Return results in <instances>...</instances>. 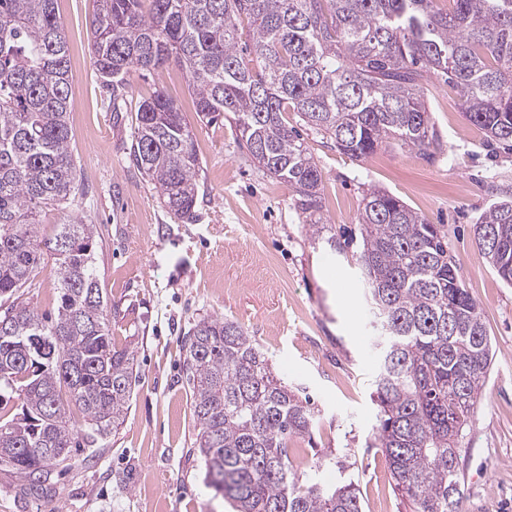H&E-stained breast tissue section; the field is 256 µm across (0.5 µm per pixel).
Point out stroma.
<instances>
[{"label":"stroma","instance_id":"obj_1","mask_svg":"<svg viewBox=\"0 0 512 512\" xmlns=\"http://www.w3.org/2000/svg\"><path fill=\"white\" fill-rule=\"evenodd\" d=\"M95 0H57L70 54V143L83 188L67 212L97 228V267L112 338L130 346L139 371L124 424L96 452L74 453L51 476L48 496L0 464V512H233L214 497L194 450L190 397L181 384V340L193 321L226 317L253 336L279 375L318 411L308 461L332 455L354 480L362 512H411L392 482L375 436L374 344L353 248L314 242L288 184L254 165L231 124L200 122L184 74L131 73L120 111L95 71L89 22ZM165 91L196 133L202 195L195 221L175 218L131 162L144 98ZM445 144L427 160L389 144L353 160L288 114L322 174V215L335 232L357 231L369 188L390 192L448 235L462 284L480 304L496 359L465 439L461 512H512V287L476 245L472 226L512 192V153L495 151L464 116L455 90L437 77L425 90Z\"/></svg>","mask_w":512,"mask_h":512}]
</instances>
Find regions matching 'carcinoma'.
Listing matches in <instances>:
<instances>
[{
  "mask_svg": "<svg viewBox=\"0 0 512 512\" xmlns=\"http://www.w3.org/2000/svg\"><path fill=\"white\" fill-rule=\"evenodd\" d=\"M93 65L119 110L136 71L175 66L199 118L233 124L251 161L288 184L324 248L322 175L288 125L293 112L350 159L385 143L426 159L442 152L425 101L435 75L466 119L512 151V0H96ZM57 0H0V463L47 492L76 448H96L125 421L139 371L112 342L95 263L96 227L69 220L43 239L37 213L82 193L69 149L68 40ZM247 23L249 51L239 49ZM130 156L174 217H196L202 167L193 130L164 91L136 113ZM357 258L379 332L378 440L412 512H460L462 443L494 351L477 301L463 287L447 234L397 197L370 188ZM475 241L512 286V200L473 225ZM53 255L56 313L20 298ZM194 442L205 482L235 512H362L352 482L331 485L292 460L312 409L288 388L259 343L228 318L201 319L184 343ZM83 424L76 426L74 412Z\"/></svg>",
  "mask_w": 512,
  "mask_h": 512,
  "instance_id": "1",
  "label": "carcinoma"
}]
</instances>
